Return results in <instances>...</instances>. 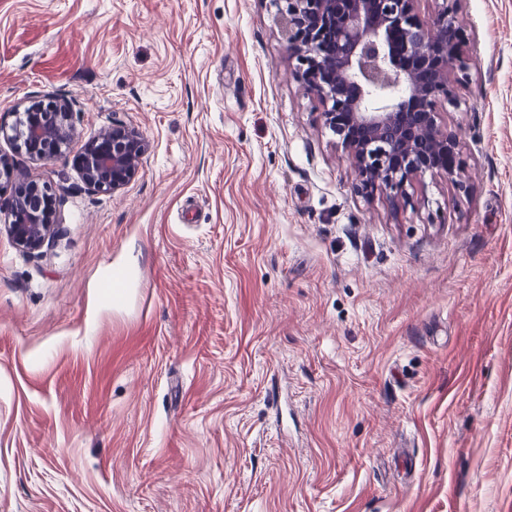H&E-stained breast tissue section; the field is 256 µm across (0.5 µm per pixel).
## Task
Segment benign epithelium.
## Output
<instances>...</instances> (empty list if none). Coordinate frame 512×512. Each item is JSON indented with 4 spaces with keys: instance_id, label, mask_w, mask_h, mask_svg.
I'll use <instances>...</instances> for the list:
<instances>
[{
    "instance_id": "obj_1",
    "label": "benign epithelium",
    "mask_w": 512,
    "mask_h": 512,
    "mask_svg": "<svg viewBox=\"0 0 512 512\" xmlns=\"http://www.w3.org/2000/svg\"><path fill=\"white\" fill-rule=\"evenodd\" d=\"M297 78L319 99L322 125L348 151L352 188L409 202L407 185L447 171L458 147L443 109L455 106L451 76L466 69L457 38L461 22L442 0L434 15H420V0H272ZM73 112L28 107L15 124L0 123V137L34 161H51L68 143ZM144 150L139 132L122 122L78 157L87 188L110 193L134 177ZM58 199L32 182L14 192L5 217L13 243L24 252L50 244L49 215Z\"/></svg>"
}]
</instances>
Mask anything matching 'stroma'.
I'll return each instance as SVG.
<instances>
[{"instance_id":"stroma-1","label":"stroma","mask_w":512,"mask_h":512,"mask_svg":"<svg viewBox=\"0 0 512 512\" xmlns=\"http://www.w3.org/2000/svg\"><path fill=\"white\" fill-rule=\"evenodd\" d=\"M457 8L460 178L401 207L270 0H0V119L74 112L0 139L62 197L51 247L0 230V512H512V0ZM116 121L138 173L88 191ZM54 112H37L35 106L17 113L15 124L0 122V137L13 141L34 161H51L68 143L73 112L66 103L52 102ZM143 150L139 132L123 122H115L112 134L95 141L78 157L85 185L98 193L123 188L133 179Z\"/></svg>"}]
</instances>
